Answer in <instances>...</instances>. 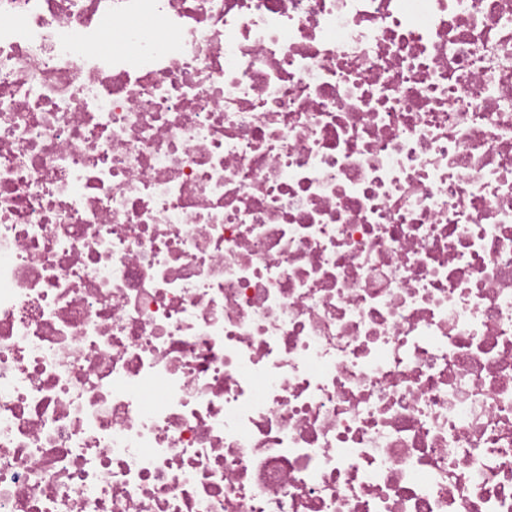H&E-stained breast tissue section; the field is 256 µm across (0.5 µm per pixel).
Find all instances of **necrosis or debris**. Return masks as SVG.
Returning <instances> with one entry per match:
<instances>
[{
    "label": "necrosis or debris",
    "instance_id": "obj_1",
    "mask_svg": "<svg viewBox=\"0 0 512 512\" xmlns=\"http://www.w3.org/2000/svg\"><path fill=\"white\" fill-rule=\"evenodd\" d=\"M0 512H512V0H0Z\"/></svg>",
    "mask_w": 512,
    "mask_h": 512
}]
</instances>
